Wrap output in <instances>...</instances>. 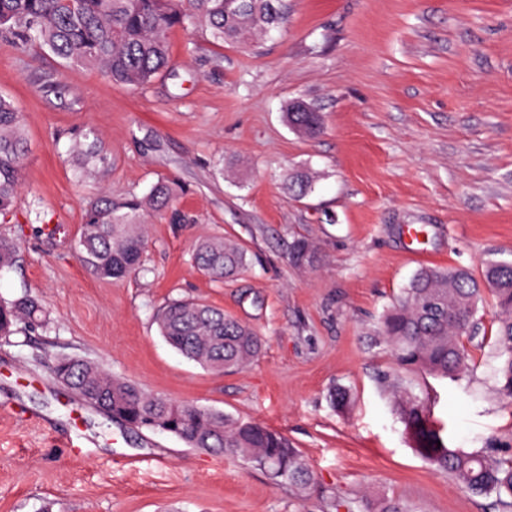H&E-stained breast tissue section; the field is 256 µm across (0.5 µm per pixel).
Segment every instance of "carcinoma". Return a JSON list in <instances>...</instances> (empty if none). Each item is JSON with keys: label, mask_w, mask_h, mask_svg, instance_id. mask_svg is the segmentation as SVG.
<instances>
[{"label": "carcinoma", "mask_w": 512, "mask_h": 512, "mask_svg": "<svg viewBox=\"0 0 512 512\" xmlns=\"http://www.w3.org/2000/svg\"><path fill=\"white\" fill-rule=\"evenodd\" d=\"M287 0H0V41L25 50L36 41L76 66L142 89L169 64L168 35L177 27L205 23L213 38L251 45L285 23ZM288 124L307 135L321 132V113L304 101L287 112ZM27 153L24 120L12 101L0 94V217L13 211ZM174 197L172 184L157 182L149 194L112 197L104 192L87 210L76 244L82 266L94 276L121 281L147 272L144 213L165 212ZM17 245L0 234V273L14 266ZM291 259L313 262L308 242H294ZM197 270L222 283L247 265L246 251L217 238L199 240L193 250ZM490 292L498 317L488 339L497 361L500 391L512 397V260L488 262L479 281L463 269H421L385 314L378 336L389 348L400 378L402 421L431 465L451 474L464 492L493 495L512 508V456L448 447L425 399L415 393L416 375L455 378L471 361L466 341L485 331L479 302ZM161 336L186 358L217 373L238 370L262 349V339L224 310L195 299H176L159 312ZM47 324L39 298L24 292L0 298V337ZM52 373L86 406L103 407L132 430L171 434L191 448L236 455L263 470L276 485L306 488L313 472L281 432L233 420L224 413L178 403L144 392L137 384L107 373L83 358L61 356Z\"/></svg>", "instance_id": "carcinoma-1"}]
</instances>
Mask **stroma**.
Returning <instances> with one entry per match:
<instances>
[{
    "instance_id": "1",
    "label": "stroma",
    "mask_w": 512,
    "mask_h": 512,
    "mask_svg": "<svg viewBox=\"0 0 512 512\" xmlns=\"http://www.w3.org/2000/svg\"><path fill=\"white\" fill-rule=\"evenodd\" d=\"M170 66L133 90L31 45L0 41V93L28 141L13 215L19 261L0 296L37 295L47 327L0 338V512H334L399 499L412 512H504L456 488L414 449L398 374L376 335L425 266L481 277L512 259V0H288L281 31L240 47L173 29ZM296 100L320 135L286 121ZM95 129L107 165L79 169ZM307 172L306 196L289 188ZM175 185L179 220L147 215V274L103 280L75 242L102 192ZM58 224L55 236L40 224ZM426 230L421 256L408 226ZM242 246L249 266L216 283L195 242ZM306 239L314 265L289 259ZM177 298L222 308L261 336L246 367L213 373L154 321ZM79 356L150 394L282 432L315 481L277 486L242 458L131 431L51 374ZM458 380L420 377L449 447L512 456V398L472 347ZM349 392L332 404L335 388Z\"/></svg>"
}]
</instances>
